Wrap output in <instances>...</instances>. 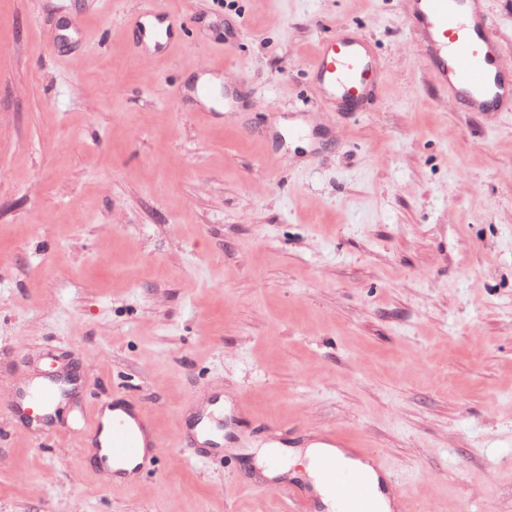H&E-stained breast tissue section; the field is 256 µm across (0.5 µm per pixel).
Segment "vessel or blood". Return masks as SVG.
I'll return each mask as SVG.
<instances>
[{"label":"vessel or blood","mask_w":512,"mask_h":512,"mask_svg":"<svg viewBox=\"0 0 512 512\" xmlns=\"http://www.w3.org/2000/svg\"><path fill=\"white\" fill-rule=\"evenodd\" d=\"M408 25L421 44L427 73L449 102L465 112H512V59L505 56L495 18L484 0H405ZM183 14L153 6L131 15L126 28L127 46L137 53L165 57L185 43ZM381 65L366 38L357 30L340 27L322 39L311 62L315 86L320 96L334 105L359 107L377 89ZM206 78L193 90L199 103L210 104L213 75L223 73L222 62L206 66ZM61 380L48 377L24 388L8 390L0 405L27 415L37 426L51 420V410L62 397ZM110 413L95 409L85 424L92 446L101 458L113 465H133L136 471L152 467L158 458L159 438L144 441V432L153 429L149 413L122 392L114 393ZM359 453L370 466L344 469L330 455L316 461L322 478L338 489L339 512H381L374 492V477L388 473L382 454L363 447ZM288 495L293 512H314L310 489L288 479L278 484Z\"/></svg>","instance_id":"1"}]
</instances>
